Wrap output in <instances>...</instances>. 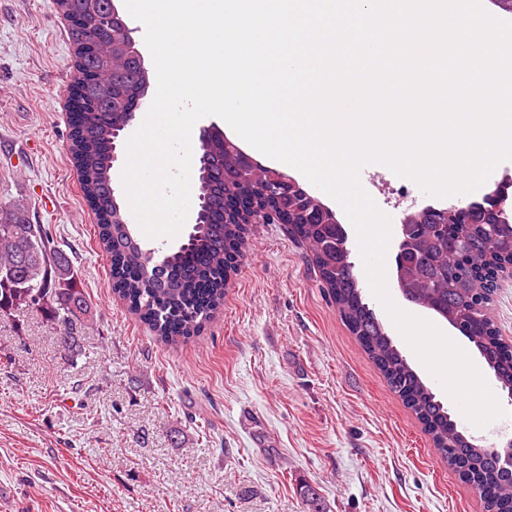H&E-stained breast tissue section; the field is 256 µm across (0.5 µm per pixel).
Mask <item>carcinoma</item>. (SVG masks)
Returning <instances> with one entry per match:
<instances>
[{"label": "carcinoma", "mask_w": 512, "mask_h": 512, "mask_svg": "<svg viewBox=\"0 0 512 512\" xmlns=\"http://www.w3.org/2000/svg\"><path fill=\"white\" fill-rule=\"evenodd\" d=\"M60 11L81 19L76 43L99 42V53L79 55L85 71L98 75L91 92L93 109L72 117L70 152L82 175L85 198L97 215V236L110 261L112 290L158 339L174 343L200 335L205 321L224 304V282L245 252L247 225L228 215L232 201L259 195L267 176L253 189L242 186L224 139L206 145L210 161L197 169L198 192L205 196L192 230L178 247L158 256L128 224L112 184L115 131L146 89L143 71L122 53L128 25L106 24L111 0H59ZM285 205L294 213L290 232L308 248L336 309L365 352L423 424L448 465L472 485L486 512H512V472L499 467L490 448L472 443L448 416L443 404L410 367L375 313L363 302L348 237L340 223L314 224L298 198ZM412 251L423 260L401 279L404 299L432 311L473 343L505 390L512 391V345L503 341L488 314L499 273L512 266V209L482 201L460 213L432 211V219L409 225ZM467 239L460 252L453 243ZM155 270L146 277L147 269ZM27 305L39 308L65 329L70 346L73 324L90 313L68 258L52 246L45 228L32 224L18 206L0 209V315Z\"/></svg>", "instance_id": "obj_1"}]
</instances>
